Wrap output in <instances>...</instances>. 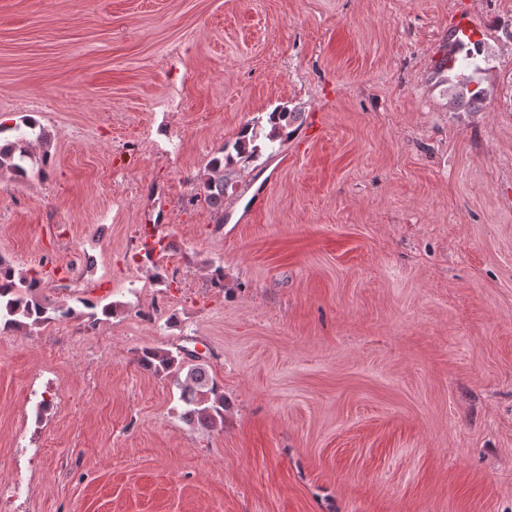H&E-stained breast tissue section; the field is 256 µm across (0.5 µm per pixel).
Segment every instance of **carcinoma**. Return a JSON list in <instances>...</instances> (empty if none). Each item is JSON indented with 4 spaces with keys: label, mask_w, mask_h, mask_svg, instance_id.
<instances>
[{
    "label": "carcinoma",
    "mask_w": 512,
    "mask_h": 512,
    "mask_svg": "<svg viewBox=\"0 0 512 512\" xmlns=\"http://www.w3.org/2000/svg\"><path fill=\"white\" fill-rule=\"evenodd\" d=\"M298 113L283 108H274L268 113L267 123L271 130L261 134L260 120L246 124L238 137L219 146L208 163L200 187L204 201L216 210L217 223H224V194L236 189V167L241 162L255 161L262 156V149L269 155L277 153L276 143L291 135ZM12 132V136L0 145V172L18 177L28 175V163L32 161L31 141L43 146L42 163H47L50 141L48 134L34 118L6 128L0 125V134ZM267 143L257 144L259 138ZM42 280L37 277H15L14 270L0 260V331L42 325L75 314L73 308L65 305L51 307L39 296ZM141 367L156 376L169 377L180 390L184 405L183 418L207 429L224 426V389L210 376L205 364L196 362L191 353L181 350L145 349L139 359Z\"/></svg>",
    "instance_id": "obj_1"
}]
</instances>
